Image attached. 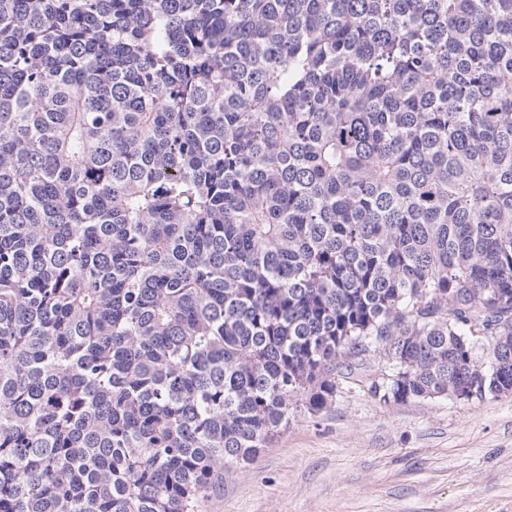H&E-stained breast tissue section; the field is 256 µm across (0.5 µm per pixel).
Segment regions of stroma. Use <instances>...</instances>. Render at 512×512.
Listing matches in <instances>:
<instances>
[{
    "mask_svg": "<svg viewBox=\"0 0 512 512\" xmlns=\"http://www.w3.org/2000/svg\"><path fill=\"white\" fill-rule=\"evenodd\" d=\"M365 363L320 415L292 411L202 512H512V394L384 405L367 384L380 358Z\"/></svg>",
    "mask_w": 512,
    "mask_h": 512,
    "instance_id": "obj_1",
    "label": "stroma"
}]
</instances>
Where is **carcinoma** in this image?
<instances>
[{"instance_id": "cac0c4a2", "label": "carcinoma", "mask_w": 512, "mask_h": 512, "mask_svg": "<svg viewBox=\"0 0 512 512\" xmlns=\"http://www.w3.org/2000/svg\"><path fill=\"white\" fill-rule=\"evenodd\" d=\"M376 351L512 391V0H0V512H198Z\"/></svg>"}]
</instances>
